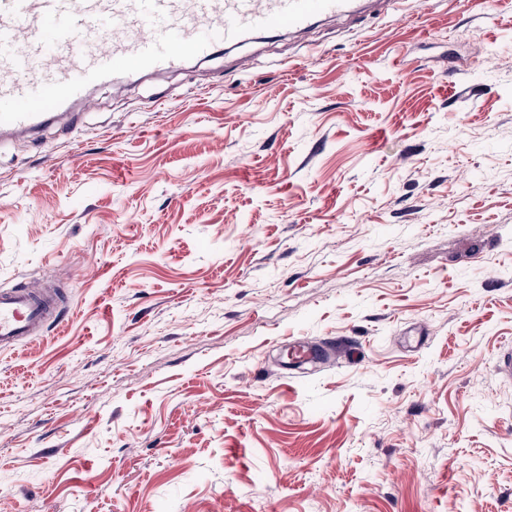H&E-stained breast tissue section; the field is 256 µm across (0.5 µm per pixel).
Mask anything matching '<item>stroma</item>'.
<instances>
[{"instance_id":"1","label":"stroma","mask_w":512,"mask_h":512,"mask_svg":"<svg viewBox=\"0 0 512 512\" xmlns=\"http://www.w3.org/2000/svg\"><path fill=\"white\" fill-rule=\"evenodd\" d=\"M79 110L0 142V289L65 293L0 351V512H512V0Z\"/></svg>"}]
</instances>
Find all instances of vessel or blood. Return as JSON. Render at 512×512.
<instances>
[{"label":"vessel or blood","instance_id":"vessel-or-blood-1","mask_svg":"<svg viewBox=\"0 0 512 512\" xmlns=\"http://www.w3.org/2000/svg\"><path fill=\"white\" fill-rule=\"evenodd\" d=\"M362 0H0V135L35 133L88 87L182 69L257 33L360 17ZM40 284L0 289V348L41 333Z\"/></svg>","mask_w":512,"mask_h":512}]
</instances>
